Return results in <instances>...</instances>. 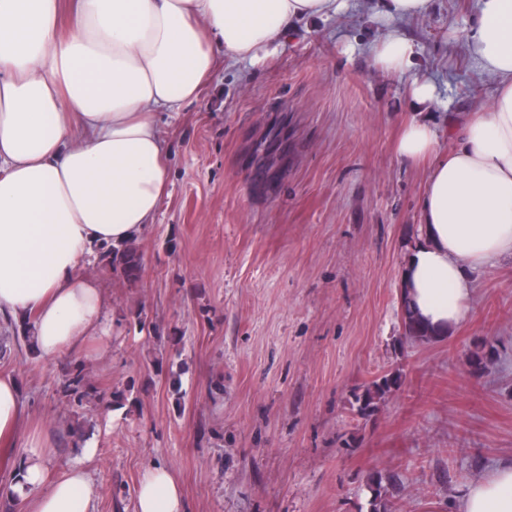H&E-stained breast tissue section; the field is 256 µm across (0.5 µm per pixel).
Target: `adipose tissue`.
<instances>
[{
    "label": "adipose tissue",
    "mask_w": 512,
    "mask_h": 512,
    "mask_svg": "<svg viewBox=\"0 0 512 512\" xmlns=\"http://www.w3.org/2000/svg\"><path fill=\"white\" fill-rule=\"evenodd\" d=\"M430 0H380L386 29L375 65L403 73L415 53L399 20ZM348 0H0V322L30 321L44 358L76 354L102 337L101 281L83 267L102 245L134 240L167 194L161 114L198 98L223 59L267 56L297 24L344 11ZM468 55L498 84L487 112L465 117L456 145L408 123L397 154L433 158L419 240L403 283L439 335L465 317L473 270L512 259V0H476ZM23 440L8 484L14 512H90L96 488L82 463L58 474L52 439L26 427L16 379L0 375V446ZM460 512H512V460L459 493ZM134 512H185L170 471L144 474Z\"/></svg>",
    "instance_id": "adipose-tissue-1"
}]
</instances>
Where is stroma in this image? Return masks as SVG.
<instances>
[{
    "mask_svg": "<svg viewBox=\"0 0 512 512\" xmlns=\"http://www.w3.org/2000/svg\"><path fill=\"white\" fill-rule=\"evenodd\" d=\"M299 27L255 63H225L198 99L160 120L170 180L134 245L131 284L102 261L106 341L54 360L11 348L53 469L78 452L92 512H133L154 464L186 512H371L381 474L396 512H459L462 486L512 459V260L475 272L464 320L438 342L400 344L402 269L419 238L429 166L396 141L416 119L413 80L448 119L489 110L496 83L466 54L474 0H432L403 21L413 66L377 68L372 0ZM489 343L482 372L469 356ZM99 397L67 406L74 366ZM402 366L399 390L360 418L352 393ZM134 384L124 405L112 394Z\"/></svg>",
    "mask_w": 512,
    "mask_h": 512,
    "instance_id": "35a3bbf8",
    "label": "stroma"
}]
</instances>
